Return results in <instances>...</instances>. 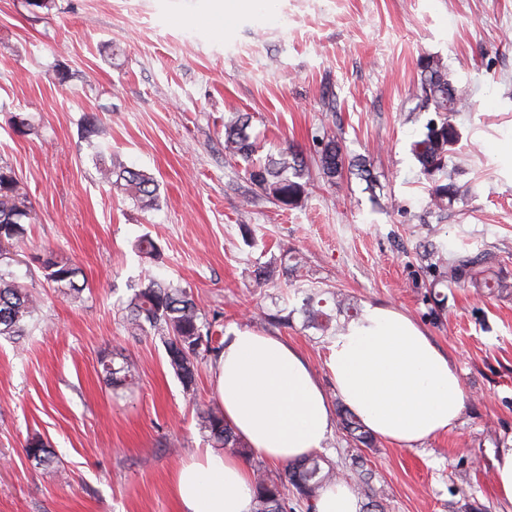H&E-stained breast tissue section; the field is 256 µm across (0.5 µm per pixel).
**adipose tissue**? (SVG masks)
<instances>
[{
  "mask_svg": "<svg viewBox=\"0 0 512 512\" xmlns=\"http://www.w3.org/2000/svg\"><path fill=\"white\" fill-rule=\"evenodd\" d=\"M326 367L337 395L372 434L413 448L447 433L464 403L456 368L411 318L370 306L333 336ZM212 379L224 420L272 464L323 448L335 411L303 354L251 328L224 338ZM254 471L230 452L192 451L172 473L177 512H253Z\"/></svg>",
  "mask_w": 512,
  "mask_h": 512,
  "instance_id": "adipose-tissue-1",
  "label": "adipose tissue"
}]
</instances>
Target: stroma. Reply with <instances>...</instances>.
<instances>
[{
	"instance_id": "1",
	"label": "stroma",
	"mask_w": 512,
	"mask_h": 512,
	"mask_svg": "<svg viewBox=\"0 0 512 512\" xmlns=\"http://www.w3.org/2000/svg\"><path fill=\"white\" fill-rule=\"evenodd\" d=\"M213 11L212 0H0V165L32 206L15 272L42 298L26 336L0 338V512H177L170 475L208 447L196 408L219 401L212 358L184 389L160 341L126 329L129 284L147 273L190 288L222 333L288 341L327 388L331 335L307 296L344 295L340 325L370 304L408 315L462 378L458 422L414 448L360 446L337 427L321 453L381 512H505L493 462L512 445V287L483 293L441 264L478 255L512 284V0H269L203 29ZM427 56L469 102L448 169L472 193L444 213L410 152L429 118L416 97ZM242 113L259 157L291 143L310 160L297 206L225 157L224 124ZM91 117L108 129L96 149ZM329 138L346 162L333 183L312 163ZM110 154L155 175V209L101 183ZM145 233L159 260L134 251ZM46 250L84 271L80 299L47 283L34 260ZM116 349L139 369L117 392L101 367ZM34 435L56 464L27 457Z\"/></svg>"
}]
</instances>
